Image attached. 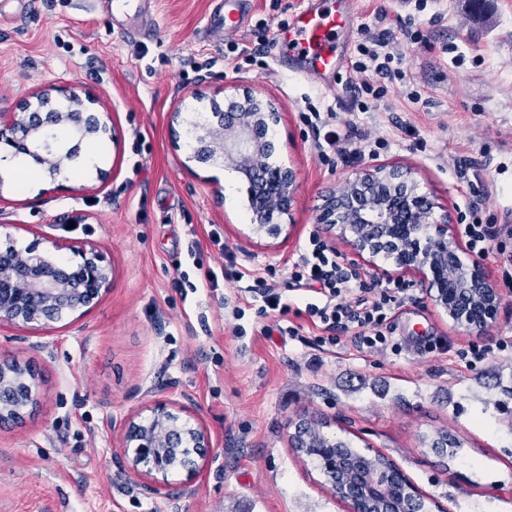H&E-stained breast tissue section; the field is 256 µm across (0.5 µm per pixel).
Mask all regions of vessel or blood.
I'll return each mask as SVG.
<instances>
[{
    "label": "vessel or blood",
    "mask_w": 512,
    "mask_h": 512,
    "mask_svg": "<svg viewBox=\"0 0 512 512\" xmlns=\"http://www.w3.org/2000/svg\"><path fill=\"white\" fill-rule=\"evenodd\" d=\"M349 20L335 0H299L288 29L278 31V64L296 71L312 66L319 75L335 71L339 39Z\"/></svg>",
    "instance_id": "1"
}]
</instances>
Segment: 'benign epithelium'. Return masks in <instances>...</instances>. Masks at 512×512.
Listing matches in <instances>:
<instances>
[{
    "mask_svg": "<svg viewBox=\"0 0 512 512\" xmlns=\"http://www.w3.org/2000/svg\"><path fill=\"white\" fill-rule=\"evenodd\" d=\"M72 112L29 111L0 113V144L24 147L53 177L80 157L81 143L108 128L107 120L86 111L82 87L71 84L62 91ZM222 134L207 132L196 137L191 158L219 160L247 180L251 223L255 231L276 237L283 225L274 215L288 212L294 194L295 174L289 168L271 167L267 156L279 113L270 102L246 92L224 112H214ZM69 130L73 145L59 146L44 136L48 124ZM322 223L351 234L350 243L359 257L391 248L399 274H410L435 290V305L464 327L483 329L495 319L500 297L480 266L464 261L448 220L434 216V203L419 193L409 170L367 167L338 192L323 199ZM52 247L68 249L79 261L49 270L45 258L33 247L16 246L11 238L0 242V326L21 331L42 329L63 316L93 307L109 291L111 270L92 243ZM454 266L460 278L448 285L443 267ZM36 375L32 367L15 358L0 357V423L19 422L21 410L36 400ZM169 404L158 402L144 422L132 423L121 439V470L141 480L151 494H170L167 471L172 455L191 451L188 474L199 473L200 462L210 448L201 425L178 424Z\"/></svg>",
    "mask_w": 512,
    "mask_h": 512,
    "instance_id": "7a95c632",
    "label": "benign epithelium"
}]
</instances>
